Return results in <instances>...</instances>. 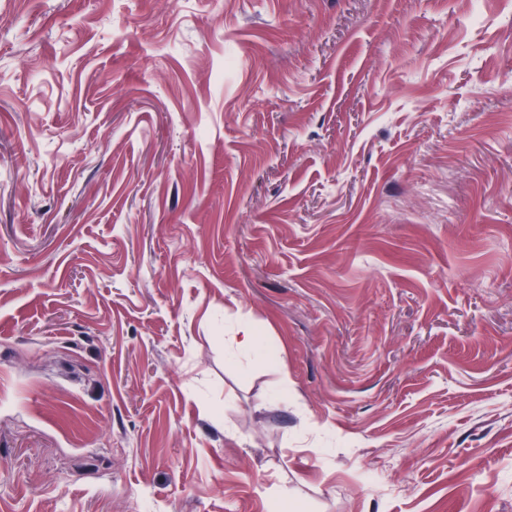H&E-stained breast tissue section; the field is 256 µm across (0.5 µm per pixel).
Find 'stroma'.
Segmentation results:
<instances>
[{"instance_id":"35a3bbf8","label":"stroma","mask_w":512,"mask_h":512,"mask_svg":"<svg viewBox=\"0 0 512 512\" xmlns=\"http://www.w3.org/2000/svg\"><path fill=\"white\" fill-rule=\"evenodd\" d=\"M0 512H512V0H0Z\"/></svg>"}]
</instances>
